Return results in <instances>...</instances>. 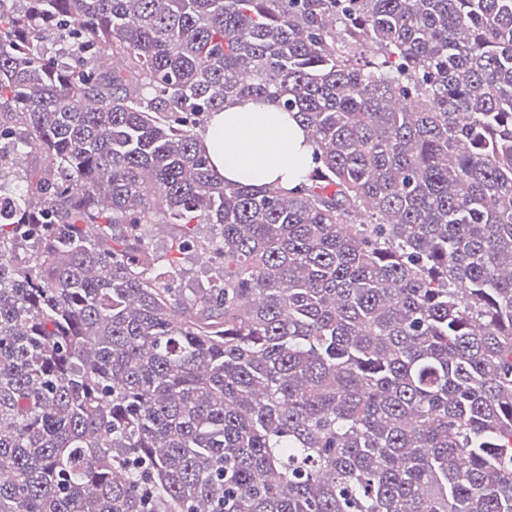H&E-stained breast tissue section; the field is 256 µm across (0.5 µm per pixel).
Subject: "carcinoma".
Segmentation results:
<instances>
[{
  "mask_svg": "<svg viewBox=\"0 0 512 512\" xmlns=\"http://www.w3.org/2000/svg\"><path fill=\"white\" fill-rule=\"evenodd\" d=\"M231 101L308 130L295 191L214 169ZM2 472L0 512H512V0H0ZM176 281L177 288H184L190 293L193 288H203L211 274L209 264L205 259L196 256L176 255Z\"/></svg>",
  "mask_w": 512,
  "mask_h": 512,
  "instance_id": "carcinoma-1",
  "label": "carcinoma"
}]
</instances>
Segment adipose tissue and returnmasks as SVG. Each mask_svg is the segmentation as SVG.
Returning <instances> with one entry per match:
<instances>
[{
  "instance_id": "obj_1",
  "label": "adipose tissue",
  "mask_w": 512,
  "mask_h": 512,
  "mask_svg": "<svg viewBox=\"0 0 512 512\" xmlns=\"http://www.w3.org/2000/svg\"><path fill=\"white\" fill-rule=\"evenodd\" d=\"M225 180L294 188L312 159L310 136L291 114L273 105L230 102L214 113L202 140Z\"/></svg>"
}]
</instances>
